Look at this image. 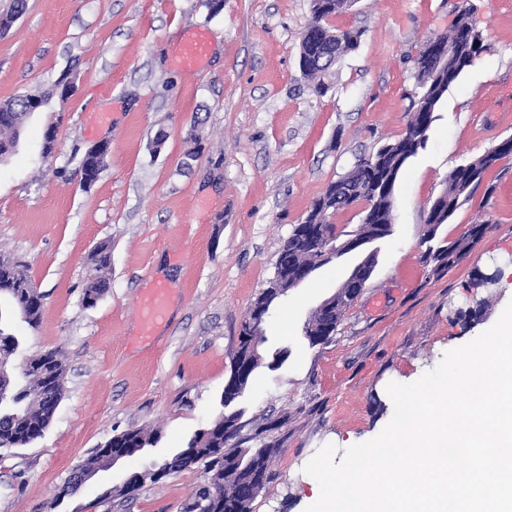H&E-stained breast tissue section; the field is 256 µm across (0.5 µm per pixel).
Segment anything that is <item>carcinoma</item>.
Listing matches in <instances>:
<instances>
[{
  "label": "carcinoma",
  "mask_w": 512,
  "mask_h": 512,
  "mask_svg": "<svg viewBox=\"0 0 512 512\" xmlns=\"http://www.w3.org/2000/svg\"><path fill=\"white\" fill-rule=\"evenodd\" d=\"M27 0H12L10 10L0 12V32L8 30L18 16L25 11ZM353 0H311V20L306 27L307 34L300 44V67L311 77H317L324 69L331 67L339 58L355 50L359 45L360 32L356 30L333 31L324 21L346 12ZM469 0H461L452 27L438 35L439 42L448 46V68L444 80L436 77L440 65L437 54L429 49L419 51L413 59L416 87L409 97L408 120L402 134L395 140L381 146L374 154L366 157L359 166L342 176L341 184L356 194L348 206L360 202L366 204L364 217L370 224H382L392 229L393 197L396 182L407 161L423 148L426 141L414 140L411 130L430 131L433 114L448 89L456 83L462 73L487 50L481 34L475 32L470 21ZM61 96L59 85L55 84L46 92L26 94L6 103H0V162L13 155L19 146L23 127L29 117L28 103L32 99L48 105L54 97ZM512 159V137L501 141L494 149L474 157L453 168L445 180L440 197L442 210L428 218L427 230L422 238L425 250L421 259L428 274L440 276L457 266L484 238L490 225L488 221H477L465 226L461 234L451 241H438V228L448 223L455 212L471 200L483 184L486 174ZM104 167L97 158L83 157L79 160L76 173L82 184L95 182ZM341 210L336 191L323 192L316 198L303 220L294 225L283 241L275 264L274 275L290 277L305 267L321 268L331 263L335 256L336 236L345 237L347 231L337 230L329 218ZM111 261V246L102 242L90 253V273L84 293L85 303L94 304L107 288L103 272ZM501 272L495 268L489 272H477L468 288L472 293L471 305L456 312V319L465 326L477 322L489 298L498 288ZM10 299L13 308L24 322L34 328L39 324L43 295L37 291L28 266L10 253L0 252V296ZM281 296L269 300V294L259 293L251 308L262 310V316L269 318ZM354 299L343 294L336 296V305L326 312L314 310L303 324V336L312 346L323 345L331 340L340 324L347 307ZM18 348V339L0 327V449L22 448L41 438L52 421L63 394L64 366L60 352L48 350L39 353L18 367L19 374L8 370L11 358ZM288 357V348L283 347L272 355V361L263 356L234 358L230 376L224 386L219 405L221 410L206 428L195 433L186 446L170 457L153 461L130 472L122 486L104 492L107 498L131 495L143 484L155 482L150 472L161 473L160 479L184 469L201 466L208 474L207 482L198 486L184 502L183 512H195L196 499L202 498L208 505V512H252V503L271 481L269 465L280 452V443L269 441L262 444L267 449L264 457L257 462V469L244 468L243 456L249 443L259 441L272 430L271 419L262 424L243 420L244 411L236 408L242 397L231 390L233 386H248L256 370L262 366L279 368ZM241 423L245 432L238 438L229 439L224 435V417ZM158 441L157 433L145 428H129L112 436L104 445L94 449L87 457L88 466H93L102 456L121 448L133 457Z\"/></svg>",
  "instance_id": "cac0c4a2"
}]
</instances>
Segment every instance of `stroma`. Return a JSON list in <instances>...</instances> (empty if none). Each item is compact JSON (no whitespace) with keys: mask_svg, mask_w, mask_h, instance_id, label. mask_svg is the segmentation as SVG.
I'll return each mask as SVG.
<instances>
[{"mask_svg":"<svg viewBox=\"0 0 512 512\" xmlns=\"http://www.w3.org/2000/svg\"><path fill=\"white\" fill-rule=\"evenodd\" d=\"M470 2L487 49L448 90L425 148L402 169L392 233L373 244V272L332 341L309 346L302 326L359 252L289 290L264 326L266 352L285 346L290 356L281 369H258L240 405L246 418L288 422L267 434L282 450L253 512H304L317 499L303 471L314 454L377 436L393 413L387 385L419 379L512 301V161L487 174L492 196L476 191L440 229L452 238L491 220L472 252L438 277L421 262L423 214L448 173L512 136V0ZM458 3L354 0L327 25L360 31L358 48L313 80L299 64L310 0H224L215 16L201 0H28L0 35V102L41 93L66 71L76 91L28 119L17 155L0 163V250L28 265L43 295L37 327L6 300L0 324L20 339L15 363L60 351L64 393L41 438L0 449V512H181L203 467L130 498L105 492L217 415L241 325L282 241L329 183L402 133L412 59L452 26ZM197 30L208 35L207 55L181 69ZM52 123L56 148L46 158L42 133ZM194 123L196 143L186 138ZM101 140L110 153L83 187L74 170ZM104 241L110 287L89 306L88 255ZM494 267L501 280L483 321L462 326L455 312L469 304L471 275ZM159 284L166 315L147 338L140 299ZM131 427L153 429L158 443L59 497L93 448Z\"/></svg>","mask_w":512,"mask_h":512,"instance_id":"1","label":"stroma"}]
</instances>
